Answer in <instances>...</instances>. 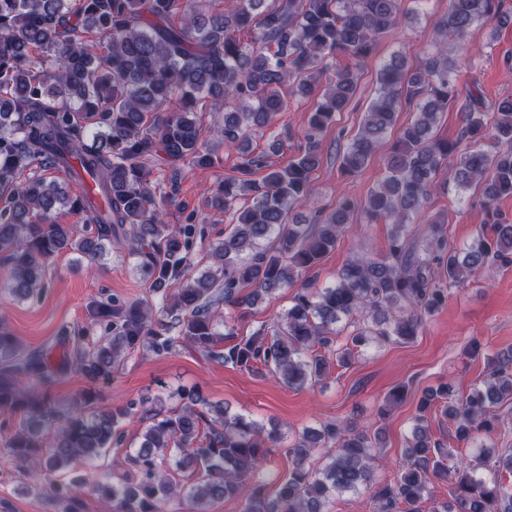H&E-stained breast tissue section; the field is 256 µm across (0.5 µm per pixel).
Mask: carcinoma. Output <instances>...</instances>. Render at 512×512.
Masks as SVG:
<instances>
[{"mask_svg":"<svg viewBox=\"0 0 512 512\" xmlns=\"http://www.w3.org/2000/svg\"><path fill=\"white\" fill-rule=\"evenodd\" d=\"M196 2L0 0V255L8 288L28 299L44 287L58 253L97 263L115 243L137 259L158 300L96 302L92 322L107 338L92 350L81 347L83 332H65L72 366L90 388L59 425L45 395L57 372L42 353L17 358L15 336L0 326V410L28 420L10 436L9 453L33 476L69 472L121 442L133 404L90 417L83 408L144 343L160 352L185 342L217 362L248 371L261 365L302 388L333 364L349 365L357 350L412 340L449 290L485 269L512 267V220L498 212L512 197V96L488 106L477 84L462 89L445 47L476 25L512 24L505 0H449L434 21L442 41L433 51L415 64L394 54L380 65L375 98L340 156L341 172L367 166L398 112H412L411 119L367 197L314 208L308 224L291 214L310 206L325 129L351 105L378 42L416 12L403 0H232L216 13ZM320 83L297 154L285 166L267 164L252 136L267 131L278 141L283 88L306 98ZM203 105L222 113L210 138ZM451 105L461 129L448 142L434 130ZM222 144L238 155L237 176L218 185L210 206L231 216V229L210 245L199 271L196 215L165 223L176 184L161 192L152 176L185 163L211 169ZM445 168L456 187L477 189L491 216L460 248L438 220L413 224ZM60 169L88 176L93 190L65 189L52 176ZM246 195L251 204L236 208ZM65 212L82 216L85 227L59 223ZM359 213L391 225L385 254L356 253L335 283L315 287L308 274ZM296 283L280 320L235 333L231 322L258 299ZM180 399L178 408L158 398L144 409L149 424L127 458L134 481L94 486L111 512H165L177 496L192 512L233 497L242 498L241 512H327L331 497L362 489L375 512H421L436 480L448 483L449 498L433 512H512V485L504 482L512 478V448L494 439L504 424L500 409L512 405V353L487 359L486 376L467 392L450 382L424 391L397 479L386 482L375 479L380 433L323 421L288 440L292 468L270 492L256 473L281 435L193 390ZM437 402L457 441L479 442L466 463L431 435L426 412ZM76 484L56 486L63 512H81L71 493Z\"/></svg>","mask_w":512,"mask_h":512,"instance_id":"1","label":"carcinoma"}]
</instances>
